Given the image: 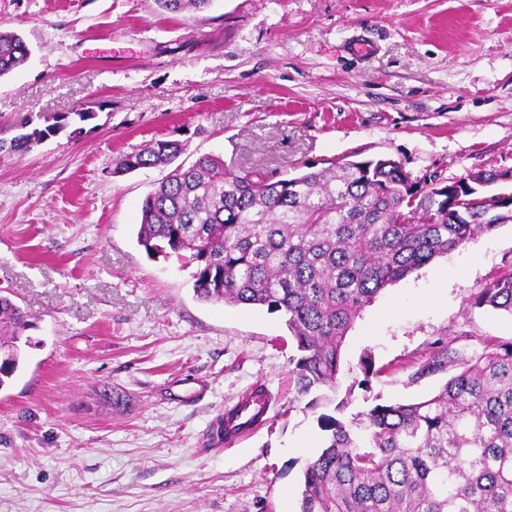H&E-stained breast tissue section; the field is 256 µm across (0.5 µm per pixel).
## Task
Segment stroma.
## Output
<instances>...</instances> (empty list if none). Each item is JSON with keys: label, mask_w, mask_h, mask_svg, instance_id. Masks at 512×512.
<instances>
[{"label": "stroma", "mask_w": 512, "mask_h": 512, "mask_svg": "<svg viewBox=\"0 0 512 512\" xmlns=\"http://www.w3.org/2000/svg\"><path fill=\"white\" fill-rule=\"evenodd\" d=\"M0 30L33 50L0 79V126L94 114L0 150V293L30 321L0 387V512H298L332 405L297 397L280 314L199 301L193 266L148 257L141 205L166 172L115 167L177 139L186 159L276 174L512 168V0H214L189 18L155 0H0ZM511 261L512 220L385 288L348 334V412L434 392L405 368L431 341L512 339L511 314L464 301ZM366 351L384 371L347 393ZM255 387L263 424L219 439Z\"/></svg>", "instance_id": "stroma-1"}]
</instances>
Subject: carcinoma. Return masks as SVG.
<instances>
[{"label": "carcinoma", "instance_id": "obj_1", "mask_svg": "<svg viewBox=\"0 0 512 512\" xmlns=\"http://www.w3.org/2000/svg\"><path fill=\"white\" fill-rule=\"evenodd\" d=\"M212 2L156 0L176 15ZM31 54L21 35L0 31V78ZM69 118L43 129L24 121L0 149L26 153ZM186 147L158 140L120 163L119 173L171 168L142 203L137 241L150 256H188L198 299L284 315L300 396L336 388L347 334L382 290L493 231L504 214L512 219V191H485L508 183V169L417 180L379 158L280 178L229 171L212 155L181 162ZM465 302L512 314V264ZM28 326L26 312L0 294V349L11 355L0 387L19 367ZM470 340L437 339L407 361L410 384L447 376L435 394L377 403L347 422L321 415L327 442L303 469L298 512H512V339L487 341L479 354ZM359 369L339 414L379 373L368 352Z\"/></svg>", "mask_w": 512, "mask_h": 512}]
</instances>
